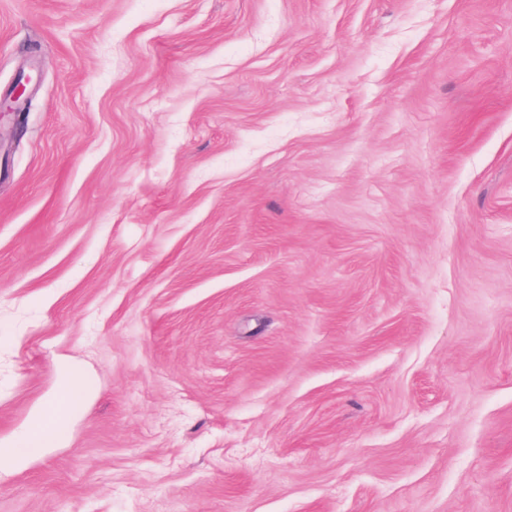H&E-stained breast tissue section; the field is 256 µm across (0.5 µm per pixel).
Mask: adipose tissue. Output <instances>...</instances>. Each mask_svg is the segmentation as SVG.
<instances>
[{"label": "adipose tissue", "mask_w": 512, "mask_h": 512, "mask_svg": "<svg viewBox=\"0 0 512 512\" xmlns=\"http://www.w3.org/2000/svg\"><path fill=\"white\" fill-rule=\"evenodd\" d=\"M93 381L69 364L60 367L54 394L9 440H0V474L26 468L49 449L61 447L72 420L95 395Z\"/></svg>", "instance_id": "ef3b65f1"}]
</instances>
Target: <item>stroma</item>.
I'll use <instances>...</instances> for the list:
<instances>
[{
	"instance_id": "stroma-1",
	"label": "stroma",
	"mask_w": 512,
	"mask_h": 512,
	"mask_svg": "<svg viewBox=\"0 0 512 512\" xmlns=\"http://www.w3.org/2000/svg\"><path fill=\"white\" fill-rule=\"evenodd\" d=\"M0 512H512V0H0ZM30 83L31 77L20 73L3 97L0 95V127L2 119L9 118L13 120L11 131L13 138L17 135L19 113L31 100L32 90L28 88ZM17 113L18 115H16ZM93 381L71 365L62 363L54 394L35 410L28 422L9 440H0V474L26 468L50 448L61 447L72 420L95 395Z\"/></svg>"
}]
</instances>
